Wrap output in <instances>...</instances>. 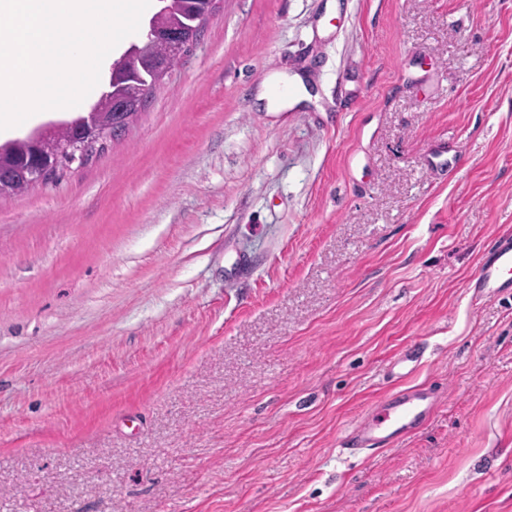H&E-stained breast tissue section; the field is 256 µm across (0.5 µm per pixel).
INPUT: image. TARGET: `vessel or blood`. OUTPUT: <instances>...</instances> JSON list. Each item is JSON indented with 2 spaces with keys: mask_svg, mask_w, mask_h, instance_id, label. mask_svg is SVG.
<instances>
[{
  "mask_svg": "<svg viewBox=\"0 0 512 512\" xmlns=\"http://www.w3.org/2000/svg\"><path fill=\"white\" fill-rule=\"evenodd\" d=\"M475 294L483 296L512 289V233L505 232L493 242L483 257L471 283ZM440 401L436 389L418 385L389 394L372 404L346 436L349 450H373L388 446L419 428Z\"/></svg>",
  "mask_w": 512,
  "mask_h": 512,
  "instance_id": "b4317fda",
  "label": "vessel or blood"
}]
</instances>
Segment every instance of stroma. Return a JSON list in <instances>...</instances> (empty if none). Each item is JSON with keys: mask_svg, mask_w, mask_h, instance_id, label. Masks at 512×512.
Returning <instances> with one entry per match:
<instances>
[{"mask_svg": "<svg viewBox=\"0 0 512 512\" xmlns=\"http://www.w3.org/2000/svg\"><path fill=\"white\" fill-rule=\"evenodd\" d=\"M506 229L512 0H220L0 197V512H512V292L469 287ZM414 344L432 418L343 450ZM98 104L95 103L86 115L64 122L71 127H88L89 133L82 137H60L58 131L61 123H52L28 136L32 141L47 147L48 157L45 163H35L27 171L25 178L31 184L43 182L54 171L68 169L76 162L79 165L84 164L102 150L108 140H114L126 132L133 116L127 101L117 100L112 105L111 99H104ZM99 106L103 112H113L107 122H103V113Z\"/></svg>", "mask_w": 512, "mask_h": 512, "instance_id": "1", "label": "stroma"}]
</instances>
